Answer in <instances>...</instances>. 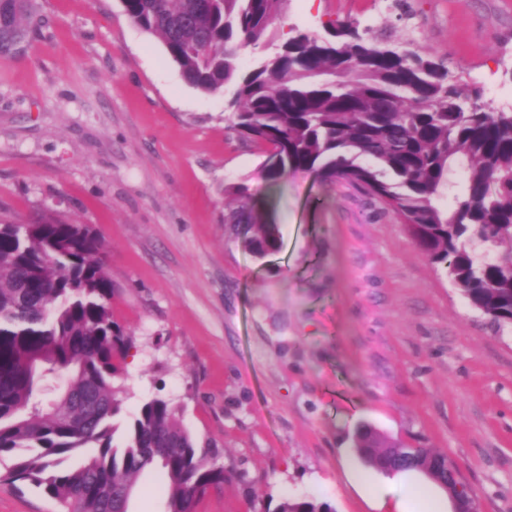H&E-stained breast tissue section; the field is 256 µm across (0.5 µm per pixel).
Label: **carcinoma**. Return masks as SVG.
Returning a JSON list of instances; mask_svg holds the SVG:
<instances>
[{"mask_svg": "<svg viewBox=\"0 0 512 512\" xmlns=\"http://www.w3.org/2000/svg\"><path fill=\"white\" fill-rule=\"evenodd\" d=\"M285 0H121L126 15L162 40L192 87L229 100L236 130L268 143L263 178L308 172L365 188L445 270L470 306L497 329L512 325V111L464 90L421 44L402 46L355 19L328 36L294 30L266 38ZM40 27L33 0L0 5V59L16 56ZM261 51L241 70L243 51ZM466 176L455 180L458 170ZM454 192V203L439 199ZM257 258L277 254L278 225L253 221ZM112 280L84 224L43 215L0 224V482H23L60 512H130L139 477L163 476L165 512H198L228 476L222 450L199 442L163 397L145 401L114 444L123 411L114 385L131 337L114 321ZM363 460L417 471L440 486L460 476L448 455L394 442L369 425L355 433ZM77 466L66 464L81 449ZM273 512H335L314 498H285Z\"/></svg>", "mask_w": 512, "mask_h": 512, "instance_id": "carcinoma-1", "label": "carcinoma"}]
</instances>
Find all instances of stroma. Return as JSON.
I'll list each match as a JSON object with an SVG mask.
<instances>
[{"label": "stroma", "instance_id": "stroma-1", "mask_svg": "<svg viewBox=\"0 0 512 512\" xmlns=\"http://www.w3.org/2000/svg\"><path fill=\"white\" fill-rule=\"evenodd\" d=\"M288 0L274 29L354 18L430 47L512 108V0ZM38 35L0 59V220L44 214L103 247L114 320L132 340L115 442L162 396L224 450L230 479L199 512L312 497L376 512L383 478L353 442L368 424L457 463L479 512H512V330L497 331L364 189L263 178L272 149L227 119L230 90L188 85L121 0H36ZM245 185L283 247L254 257L227 223ZM0 512H58L0 482Z\"/></svg>", "mask_w": 512, "mask_h": 512}]
</instances>
